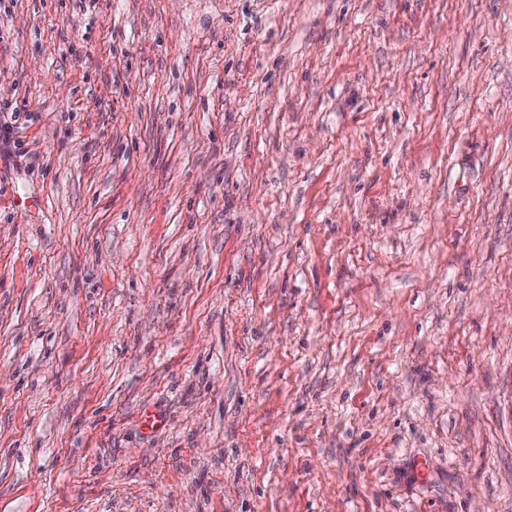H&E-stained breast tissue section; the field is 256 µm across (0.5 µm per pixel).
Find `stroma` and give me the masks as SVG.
Returning <instances> with one entry per match:
<instances>
[{"label": "stroma", "instance_id": "obj_1", "mask_svg": "<svg viewBox=\"0 0 512 512\" xmlns=\"http://www.w3.org/2000/svg\"><path fill=\"white\" fill-rule=\"evenodd\" d=\"M0 512H512V0H0Z\"/></svg>", "mask_w": 512, "mask_h": 512}]
</instances>
